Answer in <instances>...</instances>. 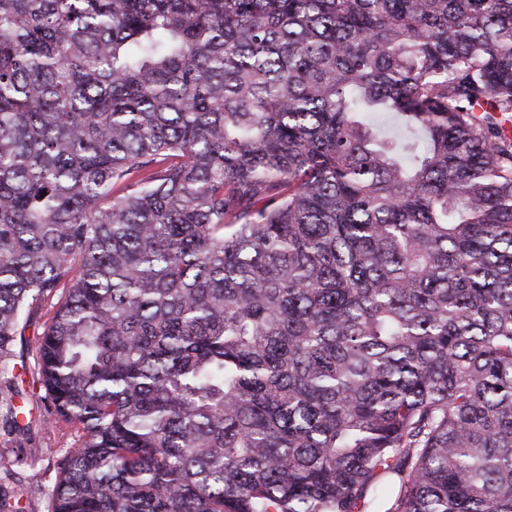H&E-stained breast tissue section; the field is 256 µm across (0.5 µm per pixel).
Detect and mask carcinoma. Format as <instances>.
<instances>
[{"label": "carcinoma", "mask_w": 512, "mask_h": 512, "mask_svg": "<svg viewBox=\"0 0 512 512\" xmlns=\"http://www.w3.org/2000/svg\"><path fill=\"white\" fill-rule=\"evenodd\" d=\"M511 121L512 0H0L51 512H512Z\"/></svg>", "instance_id": "1"}]
</instances>
